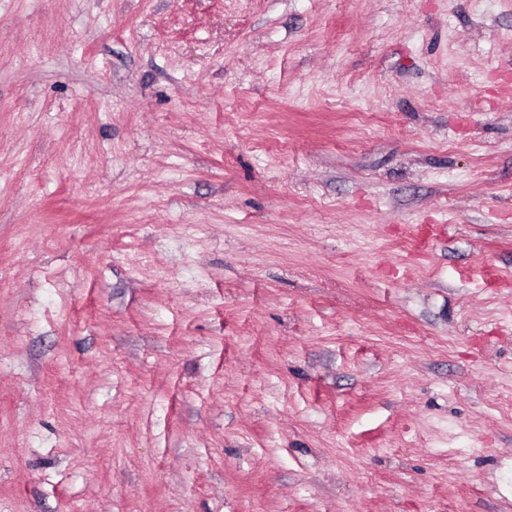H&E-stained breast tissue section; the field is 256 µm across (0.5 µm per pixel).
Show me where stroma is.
Segmentation results:
<instances>
[{"mask_svg":"<svg viewBox=\"0 0 512 512\" xmlns=\"http://www.w3.org/2000/svg\"><path fill=\"white\" fill-rule=\"evenodd\" d=\"M512 0H0V512H512Z\"/></svg>","mask_w":512,"mask_h":512,"instance_id":"obj_1","label":"stroma"}]
</instances>
